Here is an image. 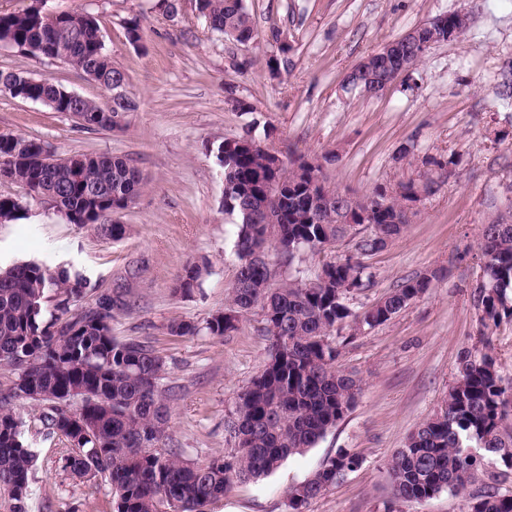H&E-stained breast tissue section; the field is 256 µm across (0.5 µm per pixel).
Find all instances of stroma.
I'll return each instance as SVG.
<instances>
[{
  "label": "stroma",
  "instance_id": "stroma-1",
  "mask_svg": "<svg viewBox=\"0 0 512 512\" xmlns=\"http://www.w3.org/2000/svg\"><path fill=\"white\" fill-rule=\"evenodd\" d=\"M257 32L241 45L210 30L193 0L168 16L157 0H0V13L83 12L99 21L105 51L126 76L136 108L121 131L81 128L68 114L0 92V135L39 139L61 155L109 154L137 168L144 187L119 214L125 237L113 242L92 227L66 221L30 200L20 218L0 224V266L34 261L66 265L112 286L129 263L131 311L116 314L117 339L151 341L166 361L163 387L174 388L163 440L186 459L205 463L228 456L225 423L239 392L262 370L268 341L253 308L224 337H177L173 321L205 323L223 310L235 280L234 226L224 213V174L210 152L220 141L271 131L281 149L323 164L326 184L365 197L378 185L425 178L426 158L453 159L447 182L408 216L403 232L363 256L371 274L346 304L360 313L402 278L436 271L428 293L386 323L359 333L339 332L337 368L362 381L355 407L314 448L288 458L273 474L235 483L209 512H290L289 489L307 479L337 449L359 467L313 500L307 512H385L391 499L389 463L409 434L439 407L460 360L490 342L500 373L512 383V320L483 327L472 296L484 278L477 250L484 225L512 220V106L495 91L512 73V9L502 0H245ZM450 13L468 15L460 40L432 45L381 95L353 89L347 74L361 60L411 29ZM139 20L142 47L127 40ZM280 31L288 66L271 76L267 61ZM48 78L103 105L111 91L60 60L0 45V71ZM252 109L231 108L230 96ZM409 148L401 156V148ZM371 226L351 228L325 256L308 252L281 278H311L323 260L354 251ZM188 263L205 266L198 288L171 293ZM37 454L30 512H113L108 481L79 483L65 467L64 445L28 438ZM474 481L457 493L400 504V512H466L471 498L494 486L512 493V466L474 448Z\"/></svg>",
  "mask_w": 512,
  "mask_h": 512
}]
</instances>
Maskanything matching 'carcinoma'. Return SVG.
Here are the masks:
<instances>
[{
	"label": "carcinoma",
	"instance_id": "1",
	"mask_svg": "<svg viewBox=\"0 0 512 512\" xmlns=\"http://www.w3.org/2000/svg\"><path fill=\"white\" fill-rule=\"evenodd\" d=\"M196 10L212 31L240 44L252 42L255 29L244 0H196ZM419 26L385 57L374 54L357 64L348 83L374 86L391 77L401 61L416 63L430 39L448 42L467 29L460 14ZM0 43L34 55L69 63L116 93L112 107L70 92L48 78L0 71V92L40 102L69 113L84 129L114 130L123 124L110 116L130 112L132 100L117 94L126 80L105 51L97 20L84 13L45 14L34 8L22 14L0 13ZM213 154L224 173V213L236 224L239 261L228 305L200 326L173 321L172 336L204 332L223 337L239 329L241 318L256 306L263 312L262 332L270 341L263 370L238 395L227 428L234 454L196 464L181 458L179 448H160L168 427L167 400L173 391L161 380L166 363L147 341L112 336V317L132 308L129 281L140 275L130 266L114 283L108 307L100 311L85 298L100 289L68 267L51 270L34 262L0 270V362L16 374L0 387V486L13 501L12 512H28L30 479L36 453L25 444L24 428L69 446L65 468L82 481L98 477L112 486L113 512H207L233 483L275 471L291 455L301 454L351 411L361 391L360 379L336 369L339 349L332 332L352 319V330L389 321L424 295L435 271L403 279L389 294L360 314L346 299L370 278L367 266L348 255L324 263L313 280L296 274L276 282V266L292 264L297 254L334 246L346 228L369 222L374 233L355 243L368 254L384 248L403 230L397 222L402 203L433 193L437 180L399 184L388 194L379 185L364 199L332 193L321 206L312 194L307 160L285 161L274 168L271 156L253 144L221 141ZM85 166L73 169L75 156H60L34 139L0 135V181L25 184L26 197L41 200L67 223L94 225L106 239L118 241L126 227L112 221L143 188L139 171L118 156L85 154ZM22 200L0 195V223L19 219ZM478 247L487 259L485 280L473 297L484 327L512 319V223L484 225ZM204 267L189 264L172 286L188 295L200 285ZM82 388L83 405H64L70 390ZM44 406L25 421L16 401ZM112 402L98 415V403ZM512 386L504 383L496 358L485 344L460 362L457 376L439 409L407 438L389 464L399 502L423 501L440 492L464 489L475 477L474 455L467 442L512 461ZM360 463L340 448L309 479L288 493L291 512L308 505L336 485ZM469 512H512V495L490 487L476 496Z\"/></svg>",
	"mask_w": 512,
	"mask_h": 512
}]
</instances>
